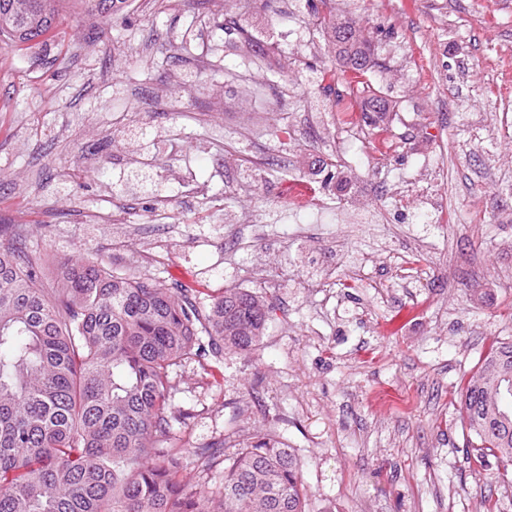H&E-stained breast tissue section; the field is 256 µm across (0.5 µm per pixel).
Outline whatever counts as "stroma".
<instances>
[{
    "instance_id": "obj_1",
    "label": "stroma",
    "mask_w": 512,
    "mask_h": 512,
    "mask_svg": "<svg viewBox=\"0 0 512 512\" xmlns=\"http://www.w3.org/2000/svg\"><path fill=\"white\" fill-rule=\"evenodd\" d=\"M332 5L388 67L371 79L395 106L388 154L339 140L345 88L319 86L334 50L306 0H127L105 18L60 0L54 41H0V243L49 282L87 259L204 305L262 297L253 350L174 372L186 476L193 449L261 432L293 448L307 512H512V476L476 465L452 403L512 341V0ZM431 191L467 221L437 223Z\"/></svg>"
}]
</instances>
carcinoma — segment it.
<instances>
[{"mask_svg":"<svg viewBox=\"0 0 512 512\" xmlns=\"http://www.w3.org/2000/svg\"><path fill=\"white\" fill-rule=\"evenodd\" d=\"M102 16L124 0H88ZM57 0H0V38L25 50L56 33ZM329 29L339 72L364 96L368 125L392 104L369 74L384 67L356 21L313 8ZM325 68L323 89L336 72ZM265 327L255 294L226 288L209 309L189 290L102 265L65 261L46 287L40 258L0 246V512H305L307 488L293 450L270 437L225 450L162 447L173 370L209 353L246 352ZM512 342L493 343L460 386L461 416L477 439L474 461L512 465ZM224 471L215 497L181 472Z\"/></svg>","mask_w":512,"mask_h":512,"instance_id":"obj_1","label":"carcinoma"}]
</instances>
